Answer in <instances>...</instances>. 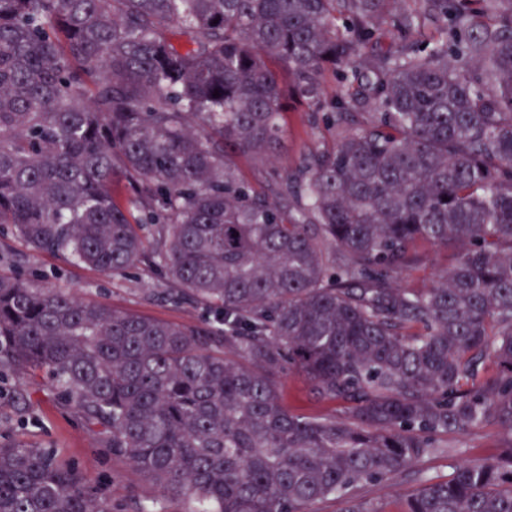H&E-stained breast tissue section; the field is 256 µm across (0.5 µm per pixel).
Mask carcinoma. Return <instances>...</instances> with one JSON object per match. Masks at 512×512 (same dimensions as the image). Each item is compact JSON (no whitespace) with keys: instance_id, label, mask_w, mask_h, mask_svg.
Wrapping results in <instances>:
<instances>
[{"instance_id":"cac0c4a2","label":"carcinoma","mask_w":512,"mask_h":512,"mask_svg":"<svg viewBox=\"0 0 512 512\" xmlns=\"http://www.w3.org/2000/svg\"><path fill=\"white\" fill-rule=\"evenodd\" d=\"M282 69L339 134L256 189L231 158L280 148ZM0 224L104 273L147 260L217 313L218 333L0 275V376L48 373L186 512H380L353 491L487 425L503 454L403 512H512V0H0ZM422 243L454 263L396 287ZM291 368L348 420L290 412ZM0 512L113 506L13 443Z\"/></svg>"}]
</instances>
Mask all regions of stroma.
Returning <instances> with one entry per match:
<instances>
[{"instance_id": "35a3bbf8", "label": "stroma", "mask_w": 512, "mask_h": 512, "mask_svg": "<svg viewBox=\"0 0 512 512\" xmlns=\"http://www.w3.org/2000/svg\"><path fill=\"white\" fill-rule=\"evenodd\" d=\"M312 110L306 104L288 99L281 124L284 145L273 163L241 157L236 167L247 181L261 185L272 171L295 170L303 153L321 147L329 138L324 126L312 125ZM446 249L425 246L424 261L398 282L399 287L418 290L431 287L437 275L449 267ZM20 271L39 288H61L84 301L109 304L112 308L154 319L192 327H216L213 311L195 303L170 300V282L154 266L141 263L123 276H112L65 257L36 253L28 249L10 225H0V274ZM279 392L292 412L310 417L344 419L342 404L316 400L304 377L289 371L280 378ZM20 442L54 449L64 462L74 465L97 489L109 495L115 512H139L147 499H162L165 512H183L180 500L163 499L158 487L136 468L113 456L100 444L82 415L61 402L58 393L44 378L29 380L8 374L0 377V443ZM441 446L407 472L394 479L363 486L360 494L376 504L381 512H400L407 497L423 482L443 481L455 467L465 462L498 457L504 437L492 427H480L466 435H448Z\"/></svg>"}]
</instances>
